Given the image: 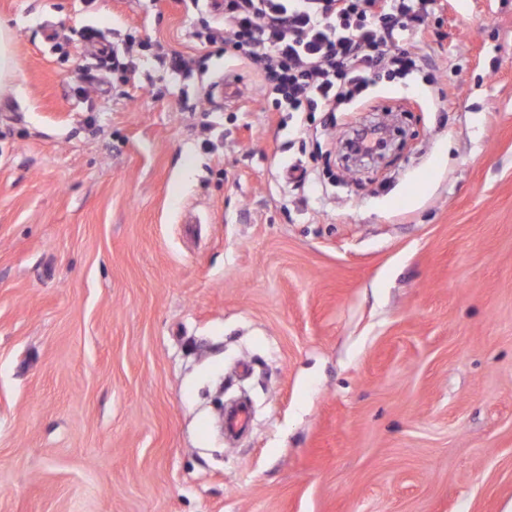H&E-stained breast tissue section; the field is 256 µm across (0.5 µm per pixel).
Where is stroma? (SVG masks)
<instances>
[{
  "mask_svg": "<svg viewBox=\"0 0 512 512\" xmlns=\"http://www.w3.org/2000/svg\"><path fill=\"white\" fill-rule=\"evenodd\" d=\"M216 17L0 0V512H512V0L367 86L407 136L356 172L365 113L270 110ZM19 63L13 51V38L10 28L0 25V87L13 79Z\"/></svg>",
  "mask_w": 512,
  "mask_h": 512,
  "instance_id": "1",
  "label": "stroma"
}]
</instances>
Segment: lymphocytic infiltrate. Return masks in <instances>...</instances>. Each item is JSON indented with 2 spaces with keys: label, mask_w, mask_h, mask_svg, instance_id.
I'll list each match as a JSON object with an SVG mask.
<instances>
[{
  "label": "lymphocytic infiltrate",
  "mask_w": 512,
  "mask_h": 512,
  "mask_svg": "<svg viewBox=\"0 0 512 512\" xmlns=\"http://www.w3.org/2000/svg\"><path fill=\"white\" fill-rule=\"evenodd\" d=\"M438 0H219L200 42L259 66L274 106L335 112L373 74L420 70L417 51Z\"/></svg>",
  "instance_id": "f902f5d3"
}]
</instances>
